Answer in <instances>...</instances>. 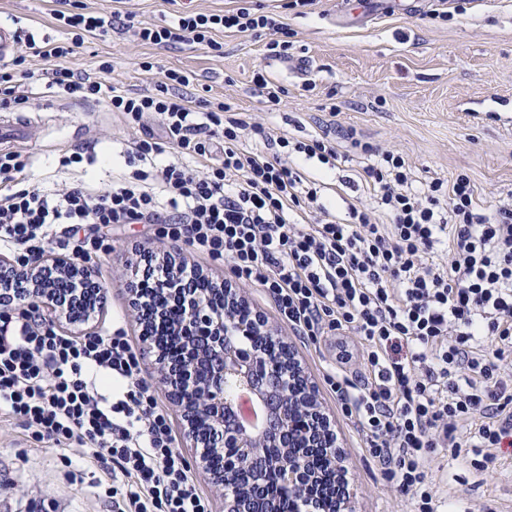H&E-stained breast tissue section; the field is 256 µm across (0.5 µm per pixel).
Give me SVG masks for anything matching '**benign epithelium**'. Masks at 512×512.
I'll use <instances>...</instances> for the list:
<instances>
[{
  "label": "benign epithelium",
  "instance_id": "obj_1",
  "mask_svg": "<svg viewBox=\"0 0 512 512\" xmlns=\"http://www.w3.org/2000/svg\"><path fill=\"white\" fill-rule=\"evenodd\" d=\"M211 290L178 325L168 331L175 342L171 352L158 347L140 321L142 336L154 352L170 403L183 423L187 448L214 443L224 452L222 467L203 461V471L224 495V512H276L271 496L259 498L254 489L273 483L295 493L301 512H317L331 501L310 468L319 458L336 473L344 466L336 450V436L319 400L316 384L293 351L288 360L255 343L267 336L279 342L257 311L247 315L241 289L199 273ZM71 284L87 313L102 300L103 288L90 266L69 255H37L25 267L0 256V306L28 314L38 308L48 324L72 323L60 302L58 282ZM249 386L263 401L265 419L258 431L246 428L240 411L226 397L229 379Z\"/></svg>",
  "mask_w": 512,
  "mask_h": 512
}]
</instances>
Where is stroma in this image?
Listing matches in <instances>:
<instances>
[{
	"instance_id": "stroma-1",
	"label": "stroma",
	"mask_w": 512,
	"mask_h": 512,
	"mask_svg": "<svg viewBox=\"0 0 512 512\" xmlns=\"http://www.w3.org/2000/svg\"><path fill=\"white\" fill-rule=\"evenodd\" d=\"M284 2L249 0L251 7L283 13L293 33V57L311 62L303 77L268 55L267 36L231 31L216 34L217 51L205 45L160 49L127 34L99 33L87 36L68 63L94 73L101 62H111L106 81L133 91L153 89L167 71L179 70L192 77L197 99L224 102L230 116L253 118L275 135L306 142L331 127H351L372 145L402 155L416 180L447 182L464 172L476 186L480 206L512 196V0H474L466 13L446 21L430 19L431 0L368 18L362 17L358 0H316L303 15L284 10ZM186 5L221 13L236 2L128 0L126 7L140 21L164 24ZM53 8V0H0V23L61 42L67 34L54 20ZM145 61L151 70L142 69ZM259 70L284 87L279 105L267 103L253 83ZM22 114L31 127L18 151L29 184L44 189L82 176L85 163L68 161L78 150L106 159L98 176L111 181L113 172L126 168L123 152L141 136L102 100L79 103L46 92ZM95 233L103 248L90 265L105 297L91 322L100 331L124 329L141 356L144 377L164 392L127 292L134 266L141 256L169 252L217 280L232 279L231 267L168 240L159 224H112ZM242 289L315 382L337 438L354 512H409L408 501L386 482L381 463L366 451L328 384L334 368L353 382L363 380L351 340L297 335L262 289L248 283ZM427 464L436 480L447 481L459 512L484 507L512 512V498L504 491V478L512 474V447L499 450L493 470L452 463L443 451ZM99 476L98 465L76 449L35 445L15 421L0 417V512H116Z\"/></svg>"
}]
</instances>
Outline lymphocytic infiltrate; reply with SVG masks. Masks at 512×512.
Segmentation results:
<instances>
[{"mask_svg": "<svg viewBox=\"0 0 512 512\" xmlns=\"http://www.w3.org/2000/svg\"><path fill=\"white\" fill-rule=\"evenodd\" d=\"M54 19L70 41L45 44L27 33L26 54L0 66V109H21L38 87L81 100H107L145 136L132 144L141 167L105 188L81 181L47 193L27 188L26 164L0 155V249L17 264L46 250L57 225L73 235V253L98 251L87 224H160L192 252L222 259L237 279L262 288L283 321L311 338L325 331L355 337L365 369L356 384L328 375L344 416L384 466L385 480L410 512H450L426 461L477 455L480 469L496 448L512 445V199L479 208L466 173L451 183L415 185L398 153L347 130L289 143L263 123L226 118L218 102L199 108L189 75L171 71L154 92L135 94L66 66L85 35L118 29L161 48L213 44L220 30L269 34L271 56L288 57L280 14L246 7L205 14L186 10L166 25H135L131 12H72L55 0ZM50 61L25 69L27 55ZM160 122L164 142L147 134ZM361 156L359 176L376 207L352 204L333 216L324 178L306 179L293 154L338 168ZM204 159L203 168L184 156ZM0 410L29 439L79 445L112 477L120 512H210L191 467L175 446L168 412L142 375L123 329L74 338L0 309Z\"/></svg>", "mask_w": 512, "mask_h": 512, "instance_id": "lymphocytic-infiltrate-1", "label": "lymphocytic infiltrate"}]
</instances>
